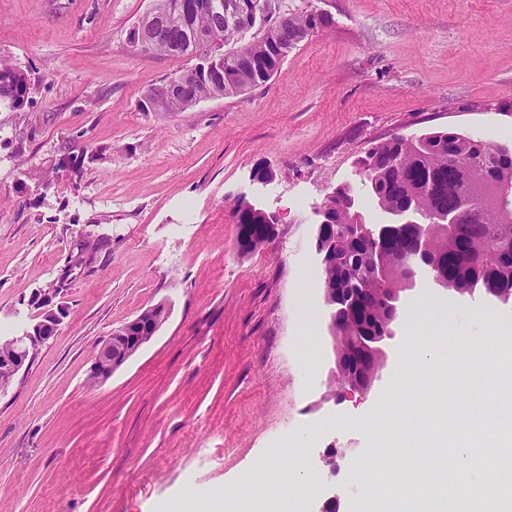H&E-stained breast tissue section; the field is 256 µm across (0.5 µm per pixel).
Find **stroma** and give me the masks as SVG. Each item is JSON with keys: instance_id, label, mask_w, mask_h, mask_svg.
I'll return each instance as SVG.
<instances>
[{"instance_id": "35a3bbf8", "label": "stroma", "mask_w": 512, "mask_h": 512, "mask_svg": "<svg viewBox=\"0 0 512 512\" xmlns=\"http://www.w3.org/2000/svg\"><path fill=\"white\" fill-rule=\"evenodd\" d=\"M152 0H0V58L28 79L20 110L0 108V336L25 325L29 299L60 288L67 315L0 396V512H169L240 478L263 512H359L351 473L402 490L417 421H447L472 389L464 351L507 365L512 302L435 288L401 291L386 363L365 393L336 398L333 339L315 253L314 210L350 186L380 223L356 160L391 136L453 128L512 148V0H288L331 24L293 49L264 86L183 112H146L147 92L187 57L133 48ZM73 168L60 167L62 159ZM273 174L256 181L258 170ZM276 215L269 245L241 252L238 200ZM87 238L111 240L84 270ZM165 303L154 338L103 384L91 355L112 330ZM443 365L395 391L417 307ZM315 319L303 328L301 313ZM336 449L337 483L299 497L293 466ZM388 456H381V449Z\"/></svg>"}]
</instances>
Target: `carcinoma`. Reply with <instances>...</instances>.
<instances>
[{
	"label": "carcinoma",
	"instance_id": "obj_1",
	"mask_svg": "<svg viewBox=\"0 0 512 512\" xmlns=\"http://www.w3.org/2000/svg\"><path fill=\"white\" fill-rule=\"evenodd\" d=\"M194 12L182 0H153L164 29L150 52L172 56H204L210 69L192 86L191 97L174 99L173 74L145 96L147 112H183L198 102L237 95L265 85L296 46L329 24L307 11L276 14L285 0H253L261 27L241 42L245 23L229 22L222 13L199 0ZM236 48L228 50L226 46ZM24 72L0 59V105L21 108L27 94ZM364 171L373 203L386 222L368 224L348 186L332 199L336 251L345 258L341 277L322 270L323 286L356 289L363 321H341L337 335L347 336V348L363 347L364 337L381 332L389 320L393 289L408 287L414 277L411 259L426 250L429 272L448 281V289L477 292L503 304L512 301V197L498 193L512 185V149L476 140L451 129H433L410 138L394 136L357 159ZM494 409L469 411L463 420L477 435Z\"/></svg>",
	"mask_w": 512,
	"mask_h": 512
}]
</instances>
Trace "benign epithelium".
Returning a JSON list of instances; mask_svg holds the SVG:
<instances>
[{
	"label": "benign epithelium",
	"instance_id": "1",
	"mask_svg": "<svg viewBox=\"0 0 512 512\" xmlns=\"http://www.w3.org/2000/svg\"><path fill=\"white\" fill-rule=\"evenodd\" d=\"M327 204L318 210L320 221L315 235V252L324 268L336 265V229L328 224ZM278 220L271 216L269 224H238L236 238L247 242L252 250L261 244H268L277 234ZM58 290L49 288L35 294L29 305L39 314L31 318V324L22 327V332L11 336L0 346V395L11 386L17 375L29 366L40 347L55 334L66 315L65 306L54 302ZM323 300L330 313V334L336 354V394L344 396L347 391H356L364 386L372 387L384 367L385 355L380 343L392 336V325L399 317L398 309L391 311V321L383 328L382 335L374 337L366 359L353 358L345 350V342L336 335V309L349 307L350 301L339 288L323 289ZM169 310L164 303L145 308L133 319L113 330L111 335L96 347L89 370V381L101 384L109 379L126 361L136 354L160 330L166 322Z\"/></svg>",
	"mask_w": 512,
	"mask_h": 512
}]
</instances>
